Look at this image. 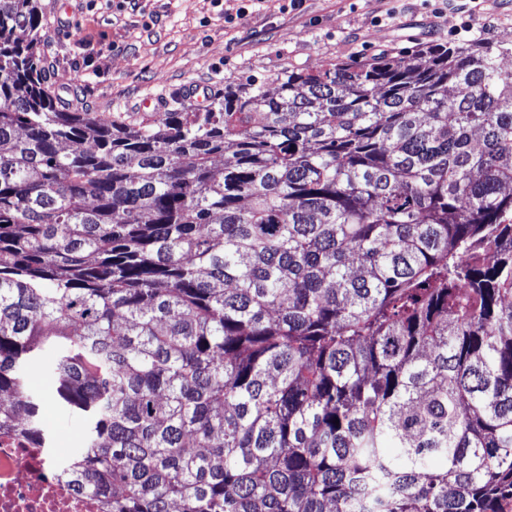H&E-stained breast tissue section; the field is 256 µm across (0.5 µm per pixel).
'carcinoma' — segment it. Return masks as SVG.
I'll use <instances>...</instances> for the list:
<instances>
[{
    "label": "carcinoma",
    "instance_id": "cac0c4a2",
    "mask_svg": "<svg viewBox=\"0 0 512 512\" xmlns=\"http://www.w3.org/2000/svg\"><path fill=\"white\" fill-rule=\"evenodd\" d=\"M41 23L0 0V430L52 447L36 364L108 512H512V49L135 124L59 107Z\"/></svg>",
    "mask_w": 512,
    "mask_h": 512
}]
</instances>
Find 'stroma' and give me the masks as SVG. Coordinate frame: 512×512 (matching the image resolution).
Returning <instances> with one entry per match:
<instances>
[{"label":"stroma","instance_id":"stroma-1","mask_svg":"<svg viewBox=\"0 0 512 512\" xmlns=\"http://www.w3.org/2000/svg\"><path fill=\"white\" fill-rule=\"evenodd\" d=\"M45 85L70 111L136 122L201 111L225 84L273 81L336 59L414 53L424 43L486 39L512 46V0H40ZM43 399L53 446L80 448L84 421L62 413L44 370L27 375Z\"/></svg>","mask_w":512,"mask_h":512}]
</instances>
